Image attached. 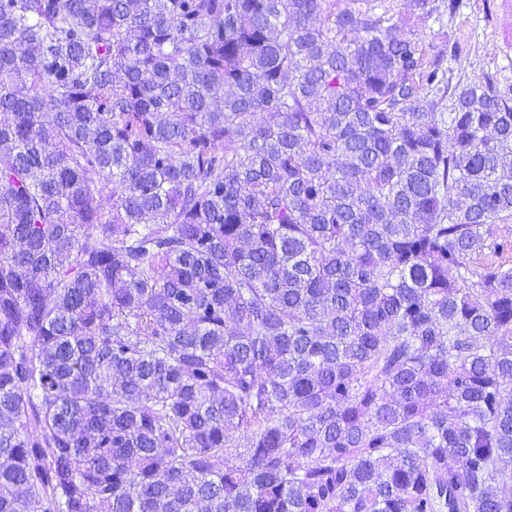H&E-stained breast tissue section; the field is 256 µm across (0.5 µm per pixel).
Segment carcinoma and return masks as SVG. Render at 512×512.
I'll use <instances>...</instances> for the list:
<instances>
[{"label":"carcinoma","mask_w":512,"mask_h":512,"mask_svg":"<svg viewBox=\"0 0 512 512\" xmlns=\"http://www.w3.org/2000/svg\"><path fill=\"white\" fill-rule=\"evenodd\" d=\"M456 9L0 0V512H512V94L426 60Z\"/></svg>","instance_id":"1"}]
</instances>
